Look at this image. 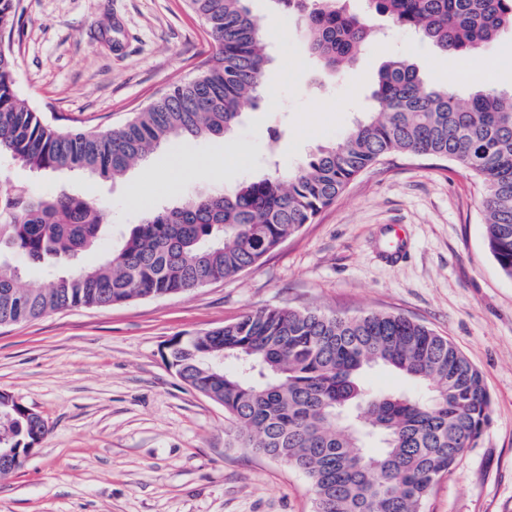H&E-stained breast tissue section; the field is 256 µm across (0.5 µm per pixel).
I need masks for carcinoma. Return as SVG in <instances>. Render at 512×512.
I'll list each match as a JSON object with an SVG mask.
<instances>
[{
	"mask_svg": "<svg viewBox=\"0 0 512 512\" xmlns=\"http://www.w3.org/2000/svg\"><path fill=\"white\" fill-rule=\"evenodd\" d=\"M312 55L334 72L374 30L346 0H277ZM394 24L448 52L474 56L512 30V0H370ZM215 52L122 127L61 128L16 92L14 37L21 0H0V157L39 171H83L117 182L172 137H223L257 98L268 62L245 0H188ZM377 106L342 139L295 171L230 190L180 197L126 225L115 248L74 273L23 286L7 257L79 260L111 232L84 196L0 188V325L63 308L114 305L189 292L254 267L314 221L360 173L400 152L446 158L485 186L486 243L512 277V94L476 90L466 102L397 56L378 72ZM181 380L224 406L230 442L294 467L310 480L315 512H424L429 492L488 422L481 372L448 337L405 316L262 308L200 335L171 340ZM397 371L421 395L374 391L371 366ZM47 431L37 412L0 402V447L28 448Z\"/></svg>",
	"mask_w": 512,
	"mask_h": 512,
	"instance_id": "1",
	"label": "carcinoma"
}]
</instances>
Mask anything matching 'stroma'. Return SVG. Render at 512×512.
<instances>
[{
    "mask_svg": "<svg viewBox=\"0 0 512 512\" xmlns=\"http://www.w3.org/2000/svg\"><path fill=\"white\" fill-rule=\"evenodd\" d=\"M271 62L260 99L223 138H172L126 179L40 173L0 159L37 195H90L115 224L178 196L292 171L372 105L378 70L403 56L428 78L452 70L468 97L496 67L512 91V33L476 56L442 51L388 17L354 64L327 73L275 0H246ZM19 93L46 118L101 130L197 76L214 44L186 0H23ZM479 180L455 163L396 153L358 175L252 269L188 293L53 311L0 326V392L49 430L0 476V512H313L307 477L227 445L223 406L185 384L165 353L265 307L394 312L447 336L490 394L479 437L434 486L425 512H512V278L485 240Z\"/></svg>",
    "mask_w": 512,
    "mask_h": 512,
    "instance_id": "1",
    "label": "stroma"
}]
</instances>
